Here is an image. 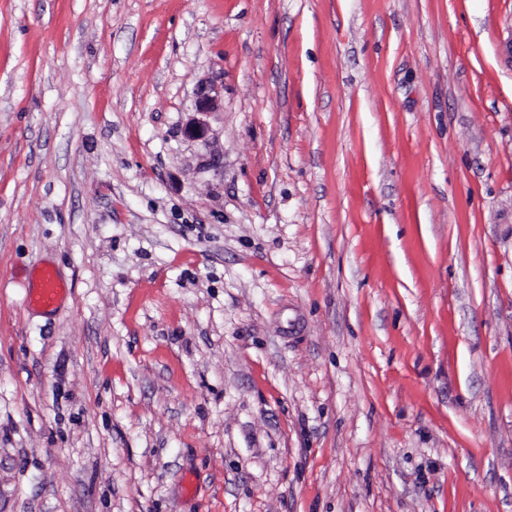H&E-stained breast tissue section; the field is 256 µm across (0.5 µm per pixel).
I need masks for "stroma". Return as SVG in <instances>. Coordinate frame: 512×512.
Segmentation results:
<instances>
[{"mask_svg": "<svg viewBox=\"0 0 512 512\" xmlns=\"http://www.w3.org/2000/svg\"><path fill=\"white\" fill-rule=\"evenodd\" d=\"M0 512H512V0H0ZM27 298L30 304L39 307H53L63 291L54 270L38 266L28 275Z\"/></svg>", "mask_w": 512, "mask_h": 512, "instance_id": "stroma-1", "label": "stroma"}]
</instances>
